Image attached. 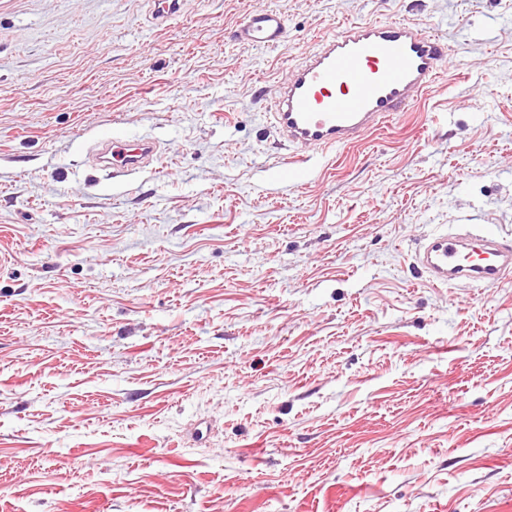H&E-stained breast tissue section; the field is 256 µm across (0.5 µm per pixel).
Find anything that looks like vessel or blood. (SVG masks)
<instances>
[{"mask_svg":"<svg viewBox=\"0 0 512 512\" xmlns=\"http://www.w3.org/2000/svg\"><path fill=\"white\" fill-rule=\"evenodd\" d=\"M234 38L279 48L288 39L287 20L274 10L253 11ZM447 65V42L414 22L360 21L322 38L275 87L270 124L295 155L284 177L307 178V154L355 145L389 116L408 111ZM156 153L148 139L98 140L97 159L106 167L137 171ZM415 260L433 283L496 287L512 274V241L487 224L444 229L428 235Z\"/></svg>","mask_w":512,"mask_h":512,"instance_id":"vessel-or-blood-1","label":"vessel or blood"}]
</instances>
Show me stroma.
<instances>
[{
	"mask_svg": "<svg viewBox=\"0 0 512 512\" xmlns=\"http://www.w3.org/2000/svg\"><path fill=\"white\" fill-rule=\"evenodd\" d=\"M288 42L240 44L251 11ZM0 0V512H512V0ZM362 20L445 37L410 111L299 183L275 84ZM155 141L95 166L99 133ZM415 260L431 282L455 287H496L512 273V241L488 224L434 232Z\"/></svg>",
	"mask_w": 512,
	"mask_h": 512,
	"instance_id": "1",
	"label": "stroma"
}]
</instances>
